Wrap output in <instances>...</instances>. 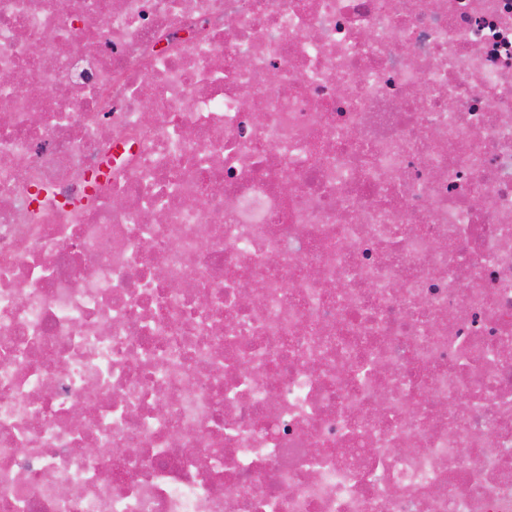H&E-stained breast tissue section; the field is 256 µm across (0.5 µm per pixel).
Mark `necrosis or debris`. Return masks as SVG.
<instances>
[{
  "mask_svg": "<svg viewBox=\"0 0 512 512\" xmlns=\"http://www.w3.org/2000/svg\"><path fill=\"white\" fill-rule=\"evenodd\" d=\"M1 73L0 512H512V0H0Z\"/></svg>",
  "mask_w": 512,
  "mask_h": 512,
  "instance_id": "obj_1",
  "label": "necrosis or debris"
}]
</instances>
